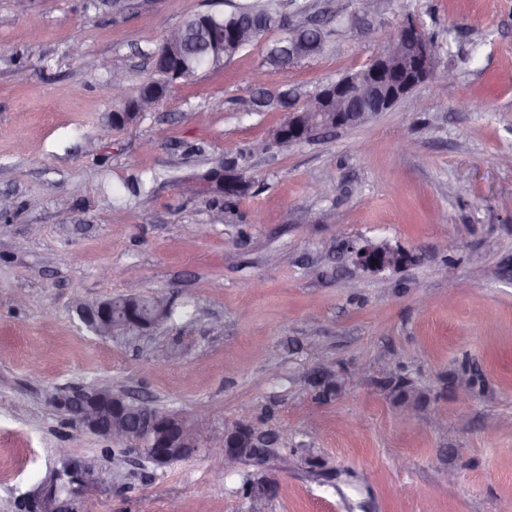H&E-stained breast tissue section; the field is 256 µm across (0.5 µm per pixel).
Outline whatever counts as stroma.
<instances>
[{"label": "stroma", "mask_w": 512, "mask_h": 512, "mask_svg": "<svg viewBox=\"0 0 512 512\" xmlns=\"http://www.w3.org/2000/svg\"><path fill=\"white\" fill-rule=\"evenodd\" d=\"M240 2L0 0V512L63 448L102 463L84 512H498L512 498V0H306L337 26L271 70V91L366 67L410 21L451 47L391 111L251 153L250 189L216 223L219 200L179 185L282 120L248 109L280 31L122 130L108 84L119 68L137 89L163 28ZM368 244L406 261L367 271L348 248ZM132 275L172 319L135 340L86 330L75 298L118 295ZM467 364L483 382L465 393ZM317 369L331 400L309 386ZM396 376L423 395L412 419ZM91 385L179 414L199 448L158 467L49 399ZM241 422L278 441L228 471L206 443ZM248 479L271 492L252 502Z\"/></svg>", "instance_id": "35a3bbf8"}]
</instances>
